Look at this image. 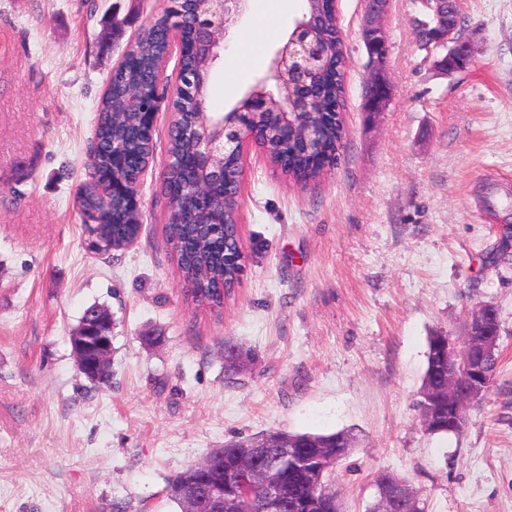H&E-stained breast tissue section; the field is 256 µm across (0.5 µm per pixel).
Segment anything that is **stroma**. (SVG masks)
Wrapping results in <instances>:
<instances>
[{
	"label": "stroma",
	"instance_id": "1",
	"mask_svg": "<svg viewBox=\"0 0 512 512\" xmlns=\"http://www.w3.org/2000/svg\"><path fill=\"white\" fill-rule=\"evenodd\" d=\"M168 0H0V512H180L168 482L225 444L340 430L332 481L368 512L377 472L425 512H512V0H458L471 65L437 74L418 46L419 0L381 23L392 98L367 122L366 0H337L346 60L344 146L296 181L257 146L235 217L245 267L223 308L187 301L167 239L163 177L173 114L161 101L140 179L135 241L89 252L73 207L95 104L113 66ZM249 0L210 76L213 111L257 83L304 10ZM251 32L257 58L234 57ZM499 316L500 365L460 434L418 402L428 339L461 337L474 306ZM112 314V377L81 375L70 334ZM255 354L228 376L224 343Z\"/></svg>",
	"mask_w": 512,
	"mask_h": 512
}]
</instances>
